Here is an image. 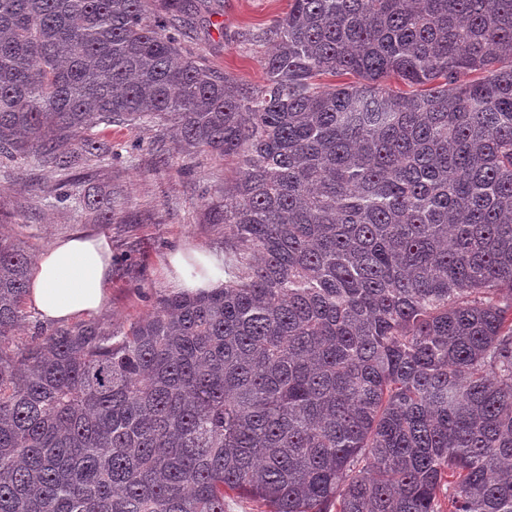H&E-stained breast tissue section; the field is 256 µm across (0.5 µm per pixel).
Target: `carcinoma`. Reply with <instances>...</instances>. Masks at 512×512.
I'll return each instance as SVG.
<instances>
[{"label":"carcinoma","instance_id":"1","mask_svg":"<svg viewBox=\"0 0 512 512\" xmlns=\"http://www.w3.org/2000/svg\"><path fill=\"white\" fill-rule=\"evenodd\" d=\"M146 2L0 0V156L174 123L239 160L235 276L18 343L0 236V512H512V0H291L257 88ZM267 510L261 502L235 491L224 493V512H265Z\"/></svg>","mask_w":512,"mask_h":512}]
</instances>
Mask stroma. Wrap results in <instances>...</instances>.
Here are the masks:
<instances>
[{
    "instance_id": "1",
    "label": "stroma",
    "mask_w": 512,
    "mask_h": 512,
    "mask_svg": "<svg viewBox=\"0 0 512 512\" xmlns=\"http://www.w3.org/2000/svg\"><path fill=\"white\" fill-rule=\"evenodd\" d=\"M186 18L178 37L184 57L234 76L248 87L264 82L263 61L271 46L263 29L288 10V0H204ZM112 153L87 157L72 171L68 200H59V172L35 156L0 158V233L32 256L57 239L80 231L101 232L112 243L110 302L98 322L115 330L154 311L179 287L169 262L179 249L223 253L224 227L214 208L238 175L235 160L199 148H180L171 124H132L88 129ZM111 194L113 220L98 223L84 195Z\"/></svg>"
}]
</instances>
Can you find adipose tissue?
I'll list each match as a JSON object with an SVG mask.
<instances>
[{
    "label": "adipose tissue",
    "mask_w": 512,
    "mask_h": 512,
    "mask_svg": "<svg viewBox=\"0 0 512 512\" xmlns=\"http://www.w3.org/2000/svg\"><path fill=\"white\" fill-rule=\"evenodd\" d=\"M172 265L185 292L224 285L220 254H175ZM112 277V245L106 234L77 232L56 240L37 258L27 304L46 323L90 318L105 308Z\"/></svg>",
    "instance_id": "ef3b65f1"
}]
</instances>
